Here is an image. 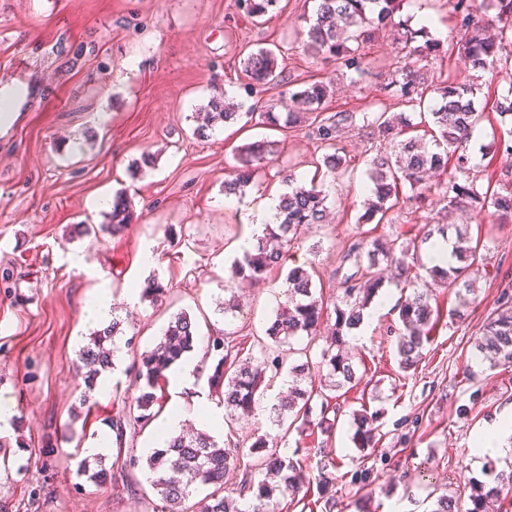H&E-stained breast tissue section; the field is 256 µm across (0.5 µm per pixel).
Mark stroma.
I'll return each mask as SVG.
<instances>
[{"instance_id": "1", "label": "stroma", "mask_w": 512, "mask_h": 512, "mask_svg": "<svg viewBox=\"0 0 512 512\" xmlns=\"http://www.w3.org/2000/svg\"><path fill=\"white\" fill-rule=\"evenodd\" d=\"M314 0H280L262 25L238 10L235 0H0V79L24 70L30 92L20 110L0 121V405L13 415L0 423V503L8 512H144L136 494L149 490L139 468L124 481L98 482L80 475L79 446L110 432L113 416L133 396L131 365L162 336L170 319L186 313L194 323L202 360L209 336L226 331L243 340L264 336L285 301L289 269H306L325 298L341 293L351 263L341 257L360 235L358 218L369 192L368 144L346 136L345 174L319 177L321 152L305 131L238 121L195 136L196 109L225 92L243 108L278 112L303 82L328 84L330 112H378L388 103L385 86L402 57L404 31L417 44L448 45L460 38L448 0H404L396 23L382 31L370 54L376 63L361 79L321 56L305 53V19ZM283 47L288 81L267 91L248 89L241 72L242 45ZM453 77L489 91L512 88V70L472 69L465 58ZM504 126L481 123L470 143L480 158L479 177L512 174V155L497 151ZM265 140L274 153L236 204L224 203V182L238 166V147ZM155 164L140 175L132 167L143 153ZM298 183L317 181L329 216L291 244L280 269L257 281L229 280L235 246L254 233L256 210L286 191V174ZM447 174L430 179L426 200L410 204L378 233L404 239L443 221L440 195ZM130 199L136 220L123 235L99 232L109 200ZM96 226L79 235L76 225ZM480 241L477 299L463 320L433 331L415 370L398 367V314L378 315L369 336L349 345L366 382L341 397L335 434L327 446L334 464L335 512H432L437 495L468 491L486 481L501 457L472 453L475 435L512 411V367H489L475 348L488 315L512 305V222L485 214L470 224ZM156 279L166 296L126 304L127 289ZM112 294V315L122 332L124 356L104 371L107 392L92 408L79 397L84 380L77 354L99 325L83 312L100 290ZM233 314H223L227 299ZM170 391L161 388L150 421L126 425L121 450H108L104 471L116 457L142 455ZM379 414L383 438L359 452L351 437L353 413ZM233 430L241 447L255 435L276 441L283 455L319 461L314 437L273 425L268 412L240 417Z\"/></svg>"}]
</instances>
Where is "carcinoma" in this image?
Wrapping results in <instances>:
<instances>
[{
	"label": "carcinoma",
	"instance_id": "carcinoma-1",
	"mask_svg": "<svg viewBox=\"0 0 512 512\" xmlns=\"http://www.w3.org/2000/svg\"><path fill=\"white\" fill-rule=\"evenodd\" d=\"M403 0H317L316 18L308 23L306 47L314 55L325 54L356 75L363 73L364 56L361 51L380 30L394 24L395 14ZM472 0H453V11L461 18L460 40L434 59L444 64L452 60L454 53L468 59L472 68L485 70L497 63L508 65L512 53L499 55L502 45L512 46V0H486L495 15L488 20H477L471 12ZM279 0H241L246 14L265 20L269 12L277 9ZM414 36L404 35L403 48L408 62L393 69L385 86L392 105L408 108L420 118L431 117L439 137L429 146L417 136H407L412 126L410 118L401 112L389 115L380 112H325L322 104L327 95V84L308 81L303 88L290 94V101L302 107L296 112L288 109L281 115L275 112H250L261 123L282 126L292 131L307 124L308 136L324 150L320 166L329 174H337L345 165L339 143L346 134L367 132L370 139L368 177L372 183L370 194L363 204L359 217L361 224H391L410 201L422 200L430 172H445L448 161L454 160L453 173L442 192V210L460 212L475 218L493 210L498 220L512 222V181L487 182L486 189L477 186V177L468 167L467 144L474 128L484 112L475 102L476 88L459 85L452 75L436 83H428L423 68L415 67L409 59L422 56L423 50L439 47L437 43H425L413 47ZM242 74L252 86L268 87L286 80L285 67L279 65L272 48L243 51ZM492 109L499 122L512 121V89L494 98ZM204 121L195 128V134L206 137L207 131L218 124L234 123L241 117L234 104L227 101L225 93L210 96L201 108ZM269 142L256 141L241 148L242 166L233 177L224 182V193L237 194L251 184L267 163ZM411 194H406L404 189ZM278 222L265 225L263 235L255 237L250 251L232 264L230 279H260L276 267L284 249L299 238L303 229L321 224L326 217L325 196L316 186L291 187L280 196L277 205ZM131 202L120 194L112 201L109 223L101 230L113 235L124 233L133 223ZM447 225L437 223L423 237L414 241H398L387 236H374L372 230L362 232L343 256L352 261L355 271L342 281V295L333 302L334 324L332 337L312 359L310 350L298 351L300 358L289 366L293 384L288 394L270 407L272 423L284 424L303 434L318 431L325 439L321 448L332 441L335 422L327 418L328 409H336L330 401L336 392L354 388L362 379L348 356L349 334L362 319V313L378 296L383 276L382 264L394 267L396 282L410 290V294L398 303V356L400 368L407 372L416 368L422 359L425 343L441 320L439 308L432 306L433 294L427 288H419V275L405 258L417 252L422 243L433 234H445ZM455 264L449 267H433L430 276L459 298V307L448 312V319L460 316L469 304V296L475 294L472 277L478 246L472 244L467 230L456 229L453 243ZM287 300L276 312L274 320L265 330L267 339H256L246 348L236 344L224 334L213 338L205 358L216 360L209 376L211 387L220 395L226 411V420L237 415L254 412L260 402V386L269 369H278L283 359L274 346L290 342L299 336H314L324 320V301L316 295L312 277L301 267L288 272L285 280ZM121 334L120 322L114 320L94 332L93 346L79 351L80 368L85 370V390L80 404L92 406L97 379L101 371L113 365L114 350L105 344L115 343ZM195 328L183 314L169 322L160 341L142 354L135 364V387L140 394L132 399L131 406L139 414L135 420L150 419L147 411L157 401L155 390L161 387L168 372L185 354L194 350ZM475 348L481 361L491 367L512 366V306L501 308L490 315L483 325L482 336ZM378 412L362 407L354 413V447L363 452L378 446L381 435L375 426ZM254 458V464L245 467L238 497L224 494V475L241 467L243 459ZM128 465L139 466L153 474L151 492L161 502L154 512H278L280 500L300 502L313 483V466L307 455L290 458L269 447L267 437H258L244 450L231 437L216 439L206 431L196 434L178 433L165 441V446L148 455L132 456ZM274 472L279 484L272 488L261 479L263 472ZM492 481L471 485L467 512H497L496 503L512 495V463L492 469ZM317 490L324 499L325 512L336 508L332 481L323 475L318 479ZM214 490L188 506L193 493L201 487Z\"/></svg>",
	"mask_w": 512,
	"mask_h": 512
}]
</instances>
